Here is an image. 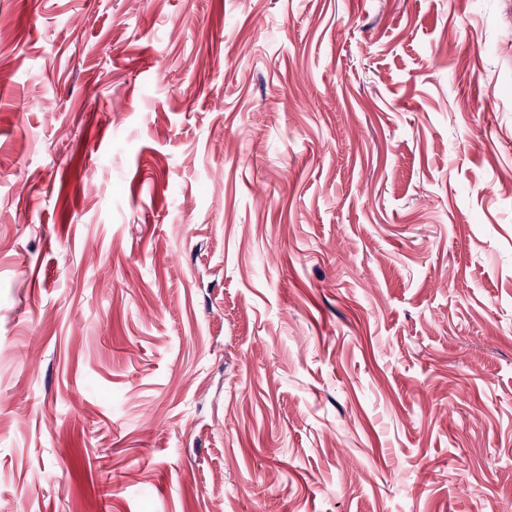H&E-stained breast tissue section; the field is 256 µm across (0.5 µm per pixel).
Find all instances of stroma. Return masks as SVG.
I'll list each match as a JSON object with an SVG mask.
<instances>
[{
  "label": "stroma",
  "instance_id": "obj_1",
  "mask_svg": "<svg viewBox=\"0 0 512 512\" xmlns=\"http://www.w3.org/2000/svg\"><path fill=\"white\" fill-rule=\"evenodd\" d=\"M0 512H512V0H0Z\"/></svg>",
  "mask_w": 512,
  "mask_h": 512
}]
</instances>
